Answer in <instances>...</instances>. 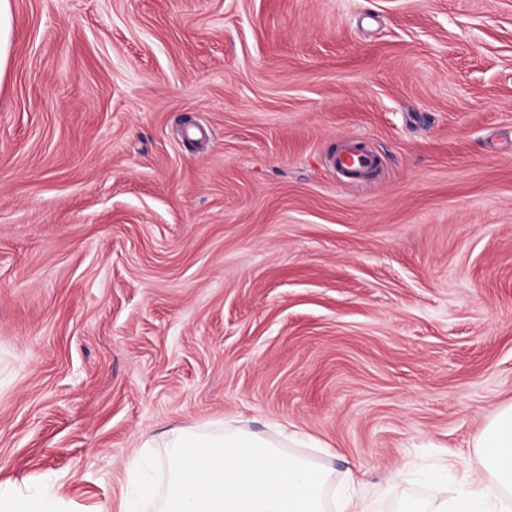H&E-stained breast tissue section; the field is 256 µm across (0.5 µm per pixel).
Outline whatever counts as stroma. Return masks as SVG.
Masks as SVG:
<instances>
[{
    "label": "stroma",
    "instance_id": "1",
    "mask_svg": "<svg viewBox=\"0 0 512 512\" xmlns=\"http://www.w3.org/2000/svg\"><path fill=\"white\" fill-rule=\"evenodd\" d=\"M12 6L0 482L116 512L145 440L223 420L377 512L453 495L512 403V0ZM379 156L365 149L359 137H347L341 140L337 150L326 155L327 165L342 182L358 183L379 164Z\"/></svg>",
    "mask_w": 512,
    "mask_h": 512
}]
</instances>
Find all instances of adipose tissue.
<instances>
[{
	"instance_id": "obj_1",
	"label": "adipose tissue",
	"mask_w": 512,
	"mask_h": 512,
	"mask_svg": "<svg viewBox=\"0 0 512 512\" xmlns=\"http://www.w3.org/2000/svg\"><path fill=\"white\" fill-rule=\"evenodd\" d=\"M478 468H465L458 495L432 504L406 500L400 512H512V404L488 420L475 443ZM0 512H65L56 486L31 491L0 484Z\"/></svg>"
}]
</instances>
